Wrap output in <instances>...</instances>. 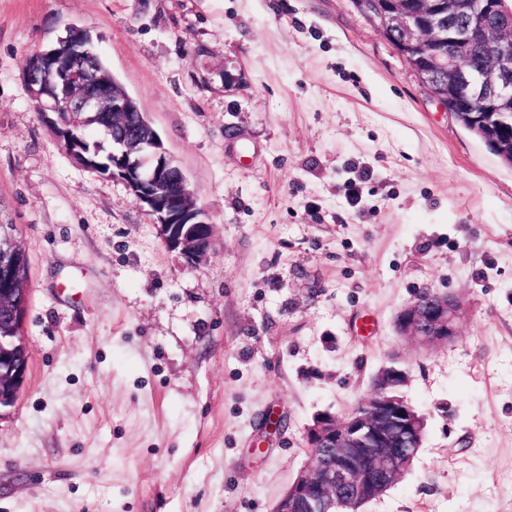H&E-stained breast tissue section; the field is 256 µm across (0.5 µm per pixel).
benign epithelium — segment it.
I'll list each match as a JSON object with an SVG mask.
<instances>
[{
  "instance_id": "7a95c632",
  "label": "benign epithelium",
  "mask_w": 512,
  "mask_h": 512,
  "mask_svg": "<svg viewBox=\"0 0 512 512\" xmlns=\"http://www.w3.org/2000/svg\"><path fill=\"white\" fill-rule=\"evenodd\" d=\"M362 9L408 60L428 96L502 161L512 165V136L499 129L512 124V0H360ZM483 49L478 66L474 47ZM51 55L36 50L22 67V77L56 139L62 140L85 117L112 115V130L137 114L144 135L131 158L127 143L112 135V157L119 164L109 174L123 181L155 220L167 247L187 262L202 260L213 245V225L197 207L186 179L172 197L167 188L177 169L134 98L105 80L94 54L81 49L52 71L41 61ZM25 249L0 226V408L14 405L28 369L22 334L28 283L17 286L19 259ZM462 304L452 294L424 290L396 315L398 335L424 348L457 336ZM408 371L393 362L372 379L371 395L345 416L322 411L307 427L308 464L300 470L272 512H365L409 470L425 437L426 417L397 395ZM401 439L404 450L394 447Z\"/></svg>"
}]
</instances>
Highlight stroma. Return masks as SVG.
Here are the masks:
<instances>
[{
    "label": "stroma",
    "mask_w": 512,
    "mask_h": 512,
    "mask_svg": "<svg viewBox=\"0 0 512 512\" xmlns=\"http://www.w3.org/2000/svg\"><path fill=\"white\" fill-rule=\"evenodd\" d=\"M73 25L208 213L197 264L39 120L23 62ZM0 224L30 263L0 512H271L395 355L426 435L367 512H512V166L357 0H0ZM427 288L464 307L428 351L393 329Z\"/></svg>",
    "instance_id": "35a3bbf8"
}]
</instances>
